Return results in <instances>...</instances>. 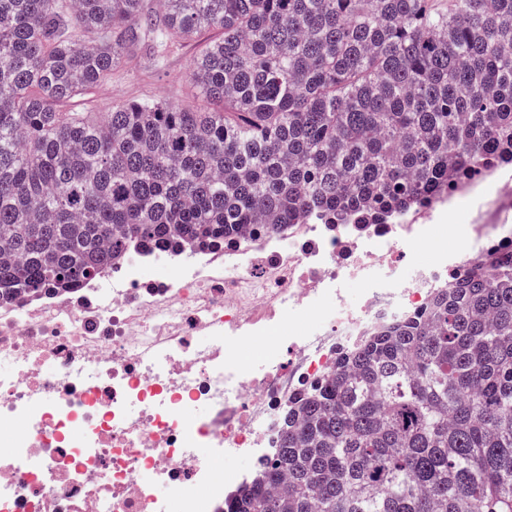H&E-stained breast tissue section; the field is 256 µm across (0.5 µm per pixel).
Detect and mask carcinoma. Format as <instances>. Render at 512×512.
<instances>
[{
    "mask_svg": "<svg viewBox=\"0 0 512 512\" xmlns=\"http://www.w3.org/2000/svg\"><path fill=\"white\" fill-rule=\"evenodd\" d=\"M142 2L0 0V298L252 224H390L512 165V0ZM211 28L212 108H61ZM226 512H512V251L341 349Z\"/></svg>",
    "mask_w": 512,
    "mask_h": 512,
    "instance_id": "1",
    "label": "carcinoma"
}]
</instances>
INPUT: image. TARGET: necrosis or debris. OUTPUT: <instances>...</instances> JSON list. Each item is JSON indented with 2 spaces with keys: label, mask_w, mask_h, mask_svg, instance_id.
I'll return each mask as SVG.
<instances>
[{
  "label": "necrosis or debris",
  "mask_w": 512,
  "mask_h": 512,
  "mask_svg": "<svg viewBox=\"0 0 512 512\" xmlns=\"http://www.w3.org/2000/svg\"><path fill=\"white\" fill-rule=\"evenodd\" d=\"M462 200L455 247L417 260ZM500 246L512 248L511 165L398 224L135 250L77 287L1 299L0 512H223L250 474L218 477L215 457L271 456L282 409L344 346Z\"/></svg>",
  "instance_id": "1"
}]
</instances>
